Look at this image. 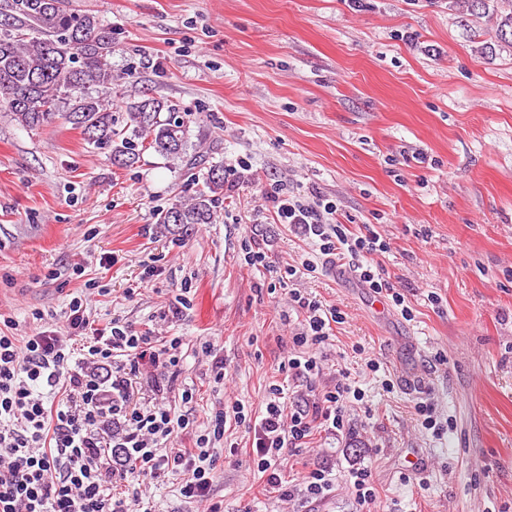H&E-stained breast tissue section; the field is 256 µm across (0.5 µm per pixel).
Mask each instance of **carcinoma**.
I'll list each match as a JSON object with an SVG mask.
<instances>
[{
	"mask_svg": "<svg viewBox=\"0 0 512 512\" xmlns=\"http://www.w3.org/2000/svg\"><path fill=\"white\" fill-rule=\"evenodd\" d=\"M112 29L69 0H8L0 11V108L25 128L59 119L81 131L112 163L132 167L147 148L201 169L202 188L188 203H175L157 223L192 228L211 224L224 196V165L189 151V115L156 97L127 101L122 117L112 112ZM105 88L93 95L92 86Z\"/></svg>",
	"mask_w": 512,
	"mask_h": 512,
	"instance_id": "1",
	"label": "carcinoma"
}]
</instances>
